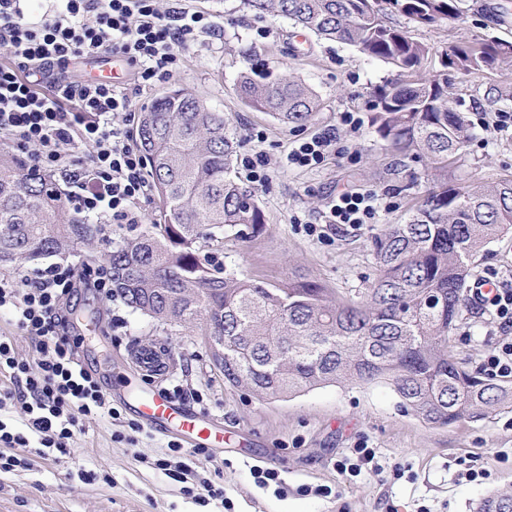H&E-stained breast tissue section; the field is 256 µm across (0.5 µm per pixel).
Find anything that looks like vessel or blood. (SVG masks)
<instances>
[{"label": "vessel or blood", "instance_id": "b4317fda", "mask_svg": "<svg viewBox=\"0 0 512 512\" xmlns=\"http://www.w3.org/2000/svg\"><path fill=\"white\" fill-rule=\"evenodd\" d=\"M139 416L152 429L177 433L193 448H211L224 440L223 432L210 427L199 413L160 392L151 393L141 401Z\"/></svg>", "mask_w": 512, "mask_h": 512}]
</instances>
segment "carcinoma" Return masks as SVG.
Wrapping results in <instances>:
<instances>
[{
    "mask_svg": "<svg viewBox=\"0 0 512 512\" xmlns=\"http://www.w3.org/2000/svg\"><path fill=\"white\" fill-rule=\"evenodd\" d=\"M256 16L285 17L321 39L356 47L396 70L373 93L370 123L405 157L426 163L436 181L401 224L373 238L376 276L355 299L333 296L313 278L283 283L240 278L208 250L258 238L265 227L255 190L229 176L240 144L224 113L185 88L140 112L136 145L157 206L147 224L112 244L105 227L77 215L52 174L29 171L26 157L0 148V267L27 269L52 256L85 252L112 291L163 326L224 337L211 355L224 383L260 398H284L328 383L393 385L425 423L453 426L512 406V386L466 370L451 354L474 260L512 231V173L493 181H453L474 138L448 73L496 70L512 62V42L451 44L441 69L421 73L430 48L388 25L381 4L427 26L458 17V0H242ZM239 91L259 112L301 127L320 100L292 77L244 75ZM488 106L512 100V82L486 86ZM476 512H512L494 494Z\"/></svg>",
    "mask_w": 512,
    "mask_h": 512,
    "instance_id": "1",
    "label": "carcinoma"
}]
</instances>
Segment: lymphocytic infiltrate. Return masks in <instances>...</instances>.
I'll use <instances>...</instances> for the list:
<instances>
[{"label":"lymphocytic infiltrate","instance_id":"f902f5d3","mask_svg":"<svg viewBox=\"0 0 512 512\" xmlns=\"http://www.w3.org/2000/svg\"><path fill=\"white\" fill-rule=\"evenodd\" d=\"M31 10L32 0H0V49L14 61L0 66V133L28 153L33 171L57 172L71 181L81 216L101 224L137 223L138 204L150 186L127 129L135 119L132 101L112 84L75 80L67 72L78 62L118 55L134 67L138 82L161 81L177 69L191 43L215 34V23L187 5L161 8L160 0H48L37 22ZM24 70L50 80V91L40 92L21 78ZM82 148L87 157L75 160ZM335 149V133L318 134L299 141L287 160L316 167ZM376 200L371 191L342 192L319 221L370 223ZM80 281L110 291L106 281L68 263L32 270L22 291L0 277V308L9 309L13 326L34 347L32 359H20L12 337L0 335V411L17 406L25 415L21 430L0 420L1 472L18 466L13 451L28 447L30 435L39 440L35 456L49 465L67 454L69 440L86 420L121 418L78 361L67 333L65 309ZM152 467L182 483L184 494L221 501L232 512L231 499L209 477L224 469L211 449L172 440Z\"/></svg>","mask_w":512,"mask_h":512}]
</instances>
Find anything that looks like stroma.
<instances>
[{"instance_id":"35a3bbf8","label":"stroma","mask_w":512,"mask_h":512,"mask_svg":"<svg viewBox=\"0 0 512 512\" xmlns=\"http://www.w3.org/2000/svg\"><path fill=\"white\" fill-rule=\"evenodd\" d=\"M507 0H460L456 20L429 27L408 23L399 13L388 24L413 39L442 49L457 40L512 41ZM192 8L211 14L217 33L201 38L184 53L173 76L152 86L134 82L131 68L110 59L117 86L134 112H141L164 90L188 88L216 111L226 113L241 140L232 177L247 182L240 159L254 151L267 158L271 176L256 189L267 224L249 244L225 243L220 255L227 269L268 282L305 274L335 294L354 297L374 276L371 238L400 223L434 176L421 162L400 156L371 127V92L391 78L393 69L354 47L327 41L286 19L255 17L241 0H192ZM254 78L290 74L313 88L321 109L307 126L293 128L259 112L241 98L239 75ZM498 73L455 76L452 91L465 100L476 138L459 172L494 179L512 172V128L493 127L483 91ZM354 113L358 131L342 125ZM332 131L335 152L320 166L292 168L286 157L299 141ZM370 190L377 213L369 224H340L326 235L305 231L334 195ZM69 317L81 335L77 357L110 388L109 399L124 421L137 420L133 394L182 385L185 403L223 426L229 441L216 449L224 461L218 485L231 498L233 512H472L491 493L512 494V407L479 421L433 426L404 412L393 386L331 384L284 400L263 401L225 385L212 367L207 347L194 333L170 335L149 317L132 312L122 300H108L88 289L71 300ZM169 341L175 356L159 375L147 374L130 356L132 340ZM499 339L494 320L467 302L454 332L452 350L467 369L482 371ZM118 424L87 421L69 441L70 451L54 465L0 473V512H224L219 501L201 503L184 495L179 482L136 462L166 451L169 434L144 428L135 444L111 438ZM374 448L379 470L346 479L336 464L359 444ZM276 469L285 495L256 486L251 466ZM97 478L81 482L80 471ZM329 487L330 495L300 493L301 485Z\"/></svg>"}]
</instances>
